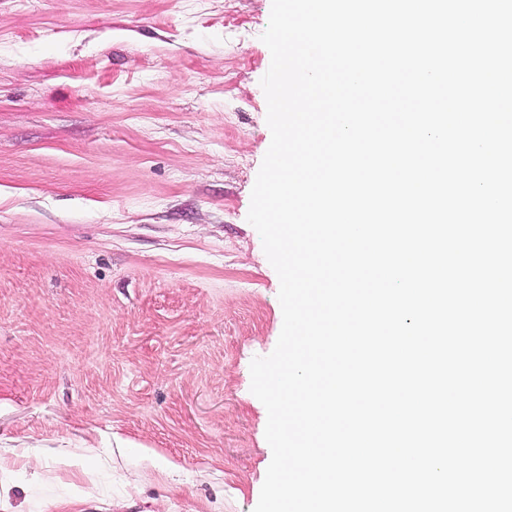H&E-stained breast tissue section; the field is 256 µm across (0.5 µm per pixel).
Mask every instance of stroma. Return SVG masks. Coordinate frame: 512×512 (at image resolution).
I'll list each match as a JSON object with an SVG mask.
<instances>
[{"instance_id":"1","label":"stroma","mask_w":512,"mask_h":512,"mask_svg":"<svg viewBox=\"0 0 512 512\" xmlns=\"http://www.w3.org/2000/svg\"><path fill=\"white\" fill-rule=\"evenodd\" d=\"M272 0H0V512H253Z\"/></svg>"}]
</instances>
